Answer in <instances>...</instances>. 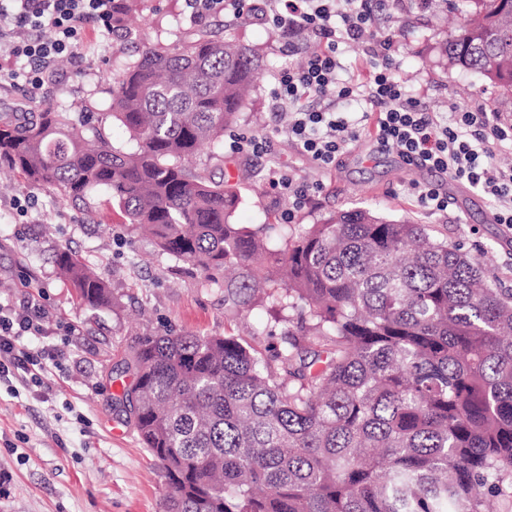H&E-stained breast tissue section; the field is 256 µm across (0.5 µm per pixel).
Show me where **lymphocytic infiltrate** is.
I'll list each match as a JSON object with an SVG mask.
<instances>
[{
    "label": "lymphocytic infiltrate",
    "instance_id": "lymphocytic-infiltrate-1",
    "mask_svg": "<svg viewBox=\"0 0 512 512\" xmlns=\"http://www.w3.org/2000/svg\"><path fill=\"white\" fill-rule=\"evenodd\" d=\"M115 0H0V88L25 79L35 94L53 82L55 64L78 60L88 24L112 28ZM390 0H185L193 17L224 14L272 29L285 40L314 38L301 67L286 66L275 75L270 96L273 112H287L283 127L318 171L336 167L347 148L370 137L376 150L396 153L409 166L444 174L493 202L496 223L512 224V167L497 165L496 153L512 145V120L478 108H455L449 121L438 119L397 75L393 35L374 36L377 7ZM364 46L371 70L364 79L339 80V45ZM316 95L365 104L363 125L351 124L333 106L300 109L296 103ZM48 321L42 305L22 308L0 304V380L19 379L45 388L40 373L55 351L31 348Z\"/></svg>",
    "mask_w": 512,
    "mask_h": 512
}]
</instances>
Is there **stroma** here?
<instances>
[{
	"label": "stroma",
	"mask_w": 512,
	"mask_h": 512,
	"mask_svg": "<svg viewBox=\"0 0 512 512\" xmlns=\"http://www.w3.org/2000/svg\"><path fill=\"white\" fill-rule=\"evenodd\" d=\"M201 27L262 47L282 67L301 66L308 50L303 39L287 49L278 34L244 19H192L184 0H145L122 30L108 34L88 26L79 61H58L56 81L43 94L35 97L20 87L0 91V118L20 122L61 102L76 112H107L113 55L134 59L144 43L166 47ZM374 30L398 36V72L431 111L444 116L453 104L482 105L512 119V96L449 68L437 51L446 24L431 20L428 11L377 10ZM273 84L272 72H263L235 127L247 136L270 135V154L228 148L222 162L209 164L240 191L235 223L280 221L291 212L295 223L315 224L339 210L379 206L433 225L512 288V225L493 222L486 196L407 166L397 155L375 152L365 137L335 169L318 172L285 135L275 133L286 118L269 110ZM277 161L293 165L306 182H320L306 206L294 208L291 198L270 189L267 174ZM415 180L440 184L447 211L421 207L409 189ZM64 248L107 281L113 307L93 310L80 301L55 265L56 252ZM31 298L49 315L42 343L61 356L47 368L48 400L24 382L0 383V512H162L164 473L133 423L115 410L114 398L132 381L124 367L139 337L169 330L220 336L229 329L223 288L201 285L186 265L159 252L150 237L126 223L107 192L64 200L0 160V302L16 307Z\"/></svg>",
	"instance_id": "35a3bbf8"
}]
</instances>
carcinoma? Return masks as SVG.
I'll use <instances>...</instances> for the list:
<instances>
[{
  "instance_id": "carcinoma-1",
  "label": "carcinoma",
  "mask_w": 512,
  "mask_h": 512,
  "mask_svg": "<svg viewBox=\"0 0 512 512\" xmlns=\"http://www.w3.org/2000/svg\"><path fill=\"white\" fill-rule=\"evenodd\" d=\"M435 2L456 16L448 66L512 94V0ZM117 5L114 31L134 0ZM116 66L110 115L132 149L57 108L1 124L0 160L62 199L110 191L201 284L224 280L226 319L274 309L248 338L143 336L126 361L116 404L165 473L164 512H486L512 489V288L378 209L235 223L240 191L195 162L224 158L274 69L256 46L199 29ZM56 264L86 306L114 305L70 250Z\"/></svg>"
}]
</instances>
